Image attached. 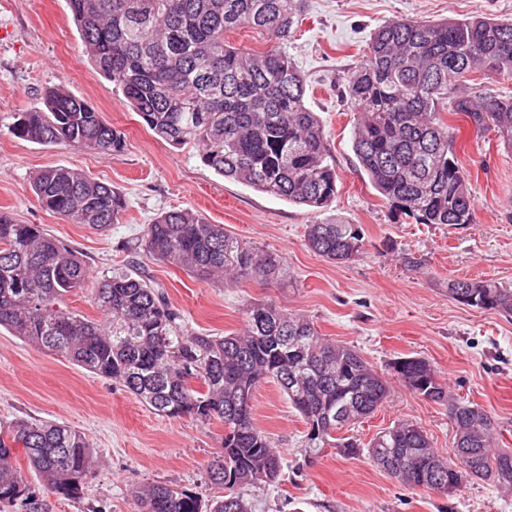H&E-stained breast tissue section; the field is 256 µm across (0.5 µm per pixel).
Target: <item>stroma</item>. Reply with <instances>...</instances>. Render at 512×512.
I'll use <instances>...</instances> for the list:
<instances>
[{"mask_svg":"<svg viewBox=\"0 0 512 512\" xmlns=\"http://www.w3.org/2000/svg\"><path fill=\"white\" fill-rule=\"evenodd\" d=\"M512 17V0H306L303 20L282 46L306 79L305 102L317 112L336 167L332 216L357 225L365 251L336 264L307 245L312 221L301 205L259 193L205 167L194 146L175 148L127 107L121 92L89 61L66 0H0V211L41 225L75 250L90 277L67 299L71 311L100 318L92 291L120 268L163 291L188 328L210 336L242 332L247 302L268 300L306 316L326 338L354 347L379 372L400 357L427 359L459 401L477 405L497 425L500 447L512 449V316L463 305L448 294L452 279H492L512 288V150L493 131L458 130L455 151L477 202L471 224H419L374 189L353 152L354 106L345 77L372 32L390 20ZM90 99L102 120L126 135L124 151L44 146L13 136L19 112L45 88ZM75 168L112 185L126 199L119 223L104 230L72 224L43 209L32 191L49 166ZM190 208L244 241L277 254L278 282L200 281L132 251L161 212ZM259 426L285 459L279 484L253 489L254 512H512V490L470 478L451 495L410 488L368 456L375 435L408 421L434 450L454 456L446 405L392 380L387 401L339 432L354 454L328 447L308 459L306 425L272 382L254 395ZM53 421L80 431L95 452L97 474L78 499L49 497L50 512H138L137 486L177 484L203 503L221 495L206 465L221 450L224 426L174 420L53 352L0 330V420Z\"/></svg>","mask_w":512,"mask_h":512,"instance_id":"stroma-1","label":"stroma"}]
</instances>
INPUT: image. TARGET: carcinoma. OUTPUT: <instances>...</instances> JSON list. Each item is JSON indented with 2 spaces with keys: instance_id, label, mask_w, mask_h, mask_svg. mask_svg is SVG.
Masks as SVG:
<instances>
[{
  "instance_id": "1",
  "label": "carcinoma",
  "mask_w": 512,
  "mask_h": 512,
  "mask_svg": "<svg viewBox=\"0 0 512 512\" xmlns=\"http://www.w3.org/2000/svg\"><path fill=\"white\" fill-rule=\"evenodd\" d=\"M85 52L157 136L175 148L199 147L202 164L220 176L319 214L335 198L337 175L323 126L305 102L306 82L286 52L239 48L228 34L250 27L276 42L291 37L305 0H67ZM512 78V19H394L376 29L346 76L356 107L353 151L376 191L421 224H472L476 201L454 149L463 115L480 132L495 130L512 148V98L458 92L472 73ZM12 133L42 145L64 143L103 154L126 146L91 101L49 88L19 113ZM40 206L73 224L105 229L125 211L112 186L64 166L34 180ZM309 248L335 263L362 254L359 228L340 218L307 225ZM135 248L199 280L230 277L269 283L282 275L277 256L228 234L191 209H172L146 225ZM89 278L85 261L38 224L0 212V328L120 383L170 419L224 425L222 451L207 465L225 490L209 512H252L250 492L276 483L282 459L257 425L254 394L274 382L304 420L305 453L318 457L336 431L372 414L390 385L355 349L321 336L309 319L273 303L245 310L242 335L191 331L145 279L115 273L95 289L104 319L71 312L65 298ZM448 294L467 306L512 315V289L492 281L452 279ZM391 368L409 390L448 405L457 461L436 454L419 426L400 423L377 435L375 463L402 460L386 473L411 488L446 495L481 473L512 487V450L495 447L497 425L481 408L454 401L423 357ZM52 495L79 499L96 474L81 432L50 421H0V504L9 512H49L46 499L13 464L18 449ZM139 512H202L196 493L148 483Z\"/></svg>"
}]
</instances>
